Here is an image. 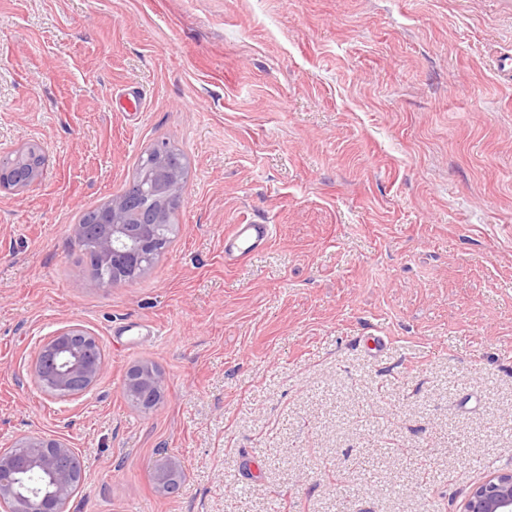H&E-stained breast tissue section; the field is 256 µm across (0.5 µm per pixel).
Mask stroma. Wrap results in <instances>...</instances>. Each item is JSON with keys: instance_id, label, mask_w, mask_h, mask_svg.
Wrapping results in <instances>:
<instances>
[{"instance_id": "35a3bbf8", "label": "stroma", "mask_w": 512, "mask_h": 512, "mask_svg": "<svg viewBox=\"0 0 512 512\" xmlns=\"http://www.w3.org/2000/svg\"><path fill=\"white\" fill-rule=\"evenodd\" d=\"M504 52L512 0H0V141L46 157L0 191V448L66 439L67 512H459L512 469ZM162 143L175 236L91 287L71 227ZM233 224L276 231L228 266ZM69 324L109 369L52 398L31 365ZM165 387L166 381L156 369L137 364L129 372L124 394L134 405L149 412L160 402ZM157 484L162 492L169 493L175 490L184 475V465L176 457H168L156 469Z\"/></svg>"}]
</instances>
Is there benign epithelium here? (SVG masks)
Returning a JSON list of instances; mask_svg holds the SVG:
<instances>
[{
	"mask_svg": "<svg viewBox=\"0 0 512 512\" xmlns=\"http://www.w3.org/2000/svg\"><path fill=\"white\" fill-rule=\"evenodd\" d=\"M24 150L0 152V189L24 191L35 186L40 173L23 168ZM131 202L122 194L112 197L99 212L98 223L72 225L76 239L88 241L100 261L112 271L144 274L156 238L139 235V225L128 223ZM98 343L78 325L57 331L38 346L32 365L36 382L50 378L52 397H70L90 389L106 369ZM166 381L153 367L137 364L129 372L124 394L144 411L160 402ZM70 444L59 437L28 435L8 448H0V509L3 512H66L82 473L72 463ZM157 484L169 493L179 485L184 465L168 457L156 469ZM461 512H512V470L486 476L466 497Z\"/></svg>",
	"mask_w": 512,
	"mask_h": 512,
	"instance_id": "1",
	"label": "benign epithelium"
}]
</instances>
